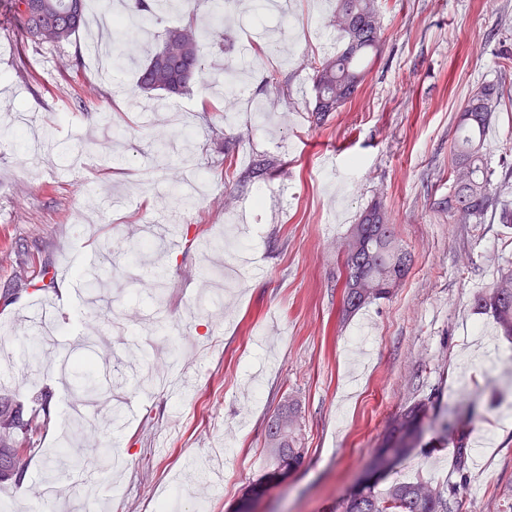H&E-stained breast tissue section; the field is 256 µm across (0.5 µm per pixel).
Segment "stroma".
<instances>
[{"mask_svg": "<svg viewBox=\"0 0 512 512\" xmlns=\"http://www.w3.org/2000/svg\"><path fill=\"white\" fill-rule=\"evenodd\" d=\"M382 42L356 95L317 120L311 63L315 38L336 0H292L289 25L258 4L237 5L223 39L203 51L214 70H246L244 96L198 85L181 111L146 112L127 90L134 66L90 57L82 30L63 47H37L10 28L0 5V289L35 277L42 259L65 264L48 296L62 342L108 336L124 426L114 455L127 461L115 486L70 473L58 483L83 512H336L363 475L389 421L431 401L436 416L420 445L378 484L419 478L447 483L453 447L443 422L468 423L469 512H512V340L474 300L512 270V226L486 216L453 224L450 147L456 115L470 93L498 85L500 104L487 142L493 189L512 208V0H379ZM275 32L279 51L254 65L239 46L257 28ZM254 99L287 115L261 125ZM112 115L104 129L98 115ZM33 116L27 138L56 143L30 162L16 142L18 114ZM166 137L165 154L154 141ZM190 142L208 195L184 208L174 254L130 235L170 209L171 172ZM382 202L412 265L392 299L342 316L338 247L351 224ZM247 212L248 234L231 249L204 253ZM112 239L114 264L133 247L165 266L164 289L147 274L116 277L108 294L124 333L95 321L74 271L99 263ZM67 286L60 295L59 286ZM29 293L0 304V395L30 405L51 395L53 420L41 451L7 482L0 512H59L37 498L65 464L56 456L58 420L73 400L48 368L50 346L27 349L18 329ZM301 403L308 453L280 477L264 451L266 424L283 397Z\"/></svg>", "mask_w": 512, "mask_h": 512, "instance_id": "1", "label": "stroma"}]
</instances>
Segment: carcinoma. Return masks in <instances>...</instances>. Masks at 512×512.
<instances>
[{
  "instance_id": "cac0c4a2",
  "label": "carcinoma",
  "mask_w": 512,
  "mask_h": 512,
  "mask_svg": "<svg viewBox=\"0 0 512 512\" xmlns=\"http://www.w3.org/2000/svg\"><path fill=\"white\" fill-rule=\"evenodd\" d=\"M159 0H134L135 12L144 24H151L159 11ZM14 26L21 37L36 45L53 46L72 42L81 28L88 26V0H12ZM330 24L341 34L342 46L335 53L314 61L313 111L318 118L336 112L356 93L365 77L364 62L380 47L381 25L378 0H337ZM112 56L122 67L136 64L135 96L150 103L167 97L187 95L194 85L208 80L203 54V36L194 20L178 19L159 35L156 47L146 59L137 62L133 51L138 39L124 25L112 24ZM499 105V91L482 85L457 112V135L451 147L452 189L445 202L448 218L454 224L482 220L493 207V173L485 162V133ZM344 282L342 313L350 317L359 310L392 294L406 276L411 256L400 246L381 203H374L351 225L342 245ZM478 309L493 316L502 334L512 339V272L500 274L486 294L476 297ZM96 363L90 359L76 364L74 376L84 397H105L99 383ZM50 400L46 395L30 411L0 397V480L21 479L25 454H36L34 437L50 423ZM428 406L423 401L404 408L389 424L373 459L384 462L387 456L407 457L419 443ZM453 456L459 481L448 485L416 481L395 483L380 493L367 487L360 495L342 499L337 512H468L466 426H454ZM91 447L72 461L81 469L94 465L112 452L98 436L89 439ZM265 448L280 467L302 463L301 416L298 404L284 398L269 418Z\"/></svg>"
}]
</instances>
